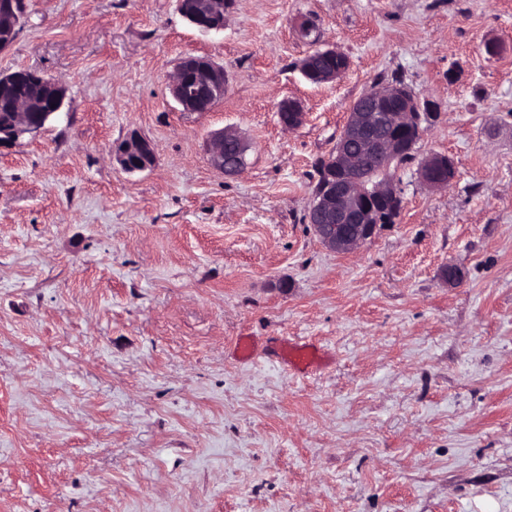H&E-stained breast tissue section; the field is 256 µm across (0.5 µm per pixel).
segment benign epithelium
<instances>
[{
  "mask_svg": "<svg viewBox=\"0 0 512 512\" xmlns=\"http://www.w3.org/2000/svg\"><path fill=\"white\" fill-rule=\"evenodd\" d=\"M180 14L203 32H219L224 17L236 0H176ZM18 32L17 0H0V53L14 41ZM349 67L346 56L333 48L319 49L304 58L301 72L317 83L332 82ZM189 72L176 68L171 92L186 112L206 111L224 99L228 84L224 67L208 60L187 87ZM31 77L56 91L49 101L19 95L13 101L10 124L0 130V148L37 134L59 118L65 90L54 79L29 70L0 73V86H10ZM418 97L399 85L369 90L356 101L335 147L325 157V179L314 190L306 220L322 244L333 252L350 253L372 238L382 225L376 203L390 200L398 204L393 170L421 140L423 123L430 120ZM279 123L288 129L301 126L305 112L301 103L284 101L277 112ZM211 166L226 175L239 173L246 164L248 144L234 129L212 133L206 145ZM116 161L127 173L142 172L156 162L152 144L136 135L125 140L116 152ZM420 179L430 187L443 188L455 178L456 167L443 154L425 157L419 166Z\"/></svg>",
  "mask_w": 512,
  "mask_h": 512,
  "instance_id": "benign-epithelium-1",
  "label": "benign epithelium"
}]
</instances>
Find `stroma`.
Here are the masks:
<instances>
[{
    "label": "stroma",
    "mask_w": 512,
    "mask_h": 512,
    "mask_svg": "<svg viewBox=\"0 0 512 512\" xmlns=\"http://www.w3.org/2000/svg\"><path fill=\"white\" fill-rule=\"evenodd\" d=\"M327 47L350 67L310 83ZM188 56L229 78L210 111L171 95ZM21 69L66 97L0 150V512H512V0H238L219 33L176 0H24ZM395 74L438 118L394 223L332 252L314 164ZM223 128L250 145L231 178ZM134 133L156 163L128 174ZM336 58L340 62L336 65ZM333 61L326 65L325 61ZM349 67V60L346 56L333 48L319 49L314 54H309L301 63V72L308 80H316L317 83H327L335 81ZM310 83L317 84L309 81ZM279 123L288 129L301 126L305 120V112L301 103L295 100L284 101L277 112ZM248 147L236 130L225 128L210 135L206 151L215 170L225 175H235L246 164ZM229 149H232V153H229ZM420 179L430 187L443 188L454 180L456 167L451 158L443 154H431L425 157L419 166ZM284 361L296 370L306 371L320 361L317 351L307 345L289 344L284 350Z\"/></svg>",
    "instance_id": "35a3bbf8"
}]
</instances>
